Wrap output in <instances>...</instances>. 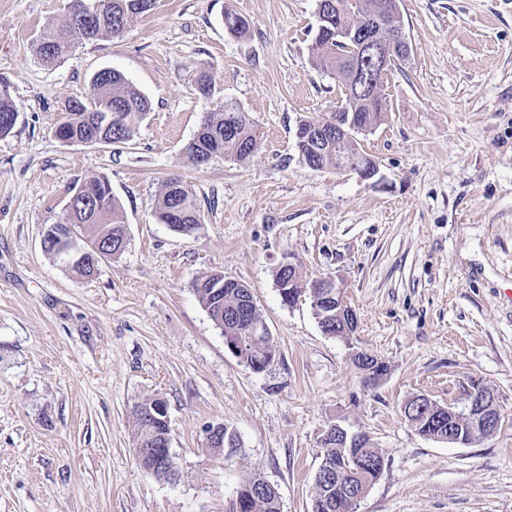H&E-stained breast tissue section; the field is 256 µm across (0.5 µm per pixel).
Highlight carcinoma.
<instances>
[{
  "mask_svg": "<svg viewBox=\"0 0 512 512\" xmlns=\"http://www.w3.org/2000/svg\"><path fill=\"white\" fill-rule=\"evenodd\" d=\"M92 0H71L68 19L63 25L48 24L41 29L39 38L35 39V53L46 65H53L67 56L74 47V37L85 41H96L105 37L120 36L133 17L152 9L154 0H97L102 10L94 22L87 23L83 16L87 12V4ZM314 58L317 65L334 72L343 70V59L352 53L347 45L336 44V29L324 31L315 36ZM93 98L88 104L74 100L66 108L65 119L68 130L83 137L92 127L97 118L109 111L120 109L118 126L112 133V143L126 144L134 140L136 126L133 118L149 111L148 99L134 87L123 74L103 69L92 78ZM16 111L11 94L10 83L0 80V116L4 117ZM387 111L385 98L360 105V114L376 124ZM199 147H185L187 158L201 166L199 148L216 150V154L226 156L237 162L247 160L245 147H258V136L253 121L248 113L240 112V117L230 120L229 113L221 109L210 112L202 121L197 132ZM77 194L74 208L65 213L63 223L70 224L89 242L98 240L112 248V255H121L126 245L121 242L120 233L124 226L121 210L112 195V187L105 179H93L79 186L70 188ZM177 213L180 224L200 223V210L196 199L178 178L169 179L161 195L157 211V219L162 224H172V213ZM224 280L222 273H210L197 277L192 289L215 326L226 339H235L249 335L247 324L237 323L231 315L244 312L248 320L261 318L257 308L251 304L253 295L244 284L236 288H226L215 293L211 283ZM275 348L265 337L258 343L246 346L245 354L248 365L252 366L261 359L270 358ZM379 470L371 465L363 471L346 476L351 485L352 494L343 495L331 491L325 498L317 497L313 502L312 512H354L353 494L364 485L373 484ZM236 497L243 504V512H281L279 496L276 490L265 484V479L258 473L249 476L237 489Z\"/></svg>",
  "mask_w": 512,
  "mask_h": 512,
  "instance_id": "cac0c4a2",
  "label": "carcinoma"
}]
</instances>
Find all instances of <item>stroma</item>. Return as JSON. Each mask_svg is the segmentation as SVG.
<instances>
[{"mask_svg":"<svg viewBox=\"0 0 512 512\" xmlns=\"http://www.w3.org/2000/svg\"><path fill=\"white\" fill-rule=\"evenodd\" d=\"M70 0H0V77L19 112L0 136V512H224L250 473L283 512H312L324 431L369 437L383 470L355 512H512V0H399L409 57L388 75V110L359 149L381 184L300 158L295 130L342 97L316 66L317 0H155L117 38L77 40L45 66L33 41ZM232 9L250 25L224 28ZM120 71L148 99L127 144H65L68 101ZM208 72L215 94L195 84ZM233 103L259 146L247 162L183 153L205 115ZM181 178L202 224L155 217ZM106 178L127 228L85 278L41 247L71 187ZM342 281L351 341L325 335L309 298L287 306L275 271ZM220 271L245 283L277 352L257 373L228 351L192 290ZM388 366L365 383L351 352ZM498 396L501 426L462 446L421 435L401 408L444 404L469 378ZM168 405L178 468L139 463L132 410ZM241 447L217 456L204 429Z\"/></svg>","mask_w":512,"mask_h":512,"instance_id":"1","label":"stroma"}]
</instances>
